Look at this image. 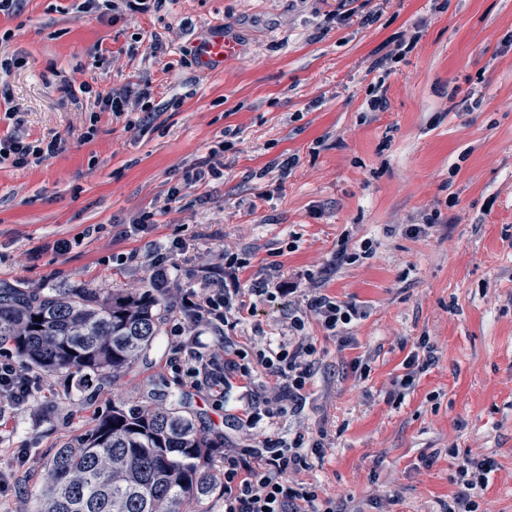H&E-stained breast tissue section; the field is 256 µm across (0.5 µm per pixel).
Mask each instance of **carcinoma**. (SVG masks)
<instances>
[{"label":"carcinoma","instance_id":"1","mask_svg":"<svg viewBox=\"0 0 512 512\" xmlns=\"http://www.w3.org/2000/svg\"><path fill=\"white\" fill-rule=\"evenodd\" d=\"M164 311L157 288L109 294L0 281V348L90 390L98 378L130 369L157 342ZM222 447V439L197 430L179 398L115 401L80 441L53 449L33 512H193L217 488L208 449Z\"/></svg>","mask_w":512,"mask_h":512}]
</instances>
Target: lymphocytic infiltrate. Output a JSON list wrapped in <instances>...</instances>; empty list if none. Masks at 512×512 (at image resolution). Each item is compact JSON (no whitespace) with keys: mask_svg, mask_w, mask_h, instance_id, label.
<instances>
[{"mask_svg":"<svg viewBox=\"0 0 512 512\" xmlns=\"http://www.w3.org/2000/svg\"><path fill=\"white\" fill-rule=\"evenodd\" d=\"M66 141L54 136L29 141L19 137L0 138V165L20 169L33 167L64 152ZM189 244L175 238L148 256L150 283L173 295L177 314L171 321V345L167 363L181 375L182 384L200 393H214L238 377L251 386L258 374L272 381L262 395H248L237 418L240 428L251 431L264 421L284 413L301 412L308 399L312 368L318 350L306 336L309 320H316L326 335L348 341L349 330L364 312L353 302H342L326 294L308 297L305 307L288 315V337L266 339L263 347L235 349L232 358L204 350L203 330L231 331L255 316L266 299L294 302L301 291L300 277L276 282L271 288H243L239 273L248 267L247 258L224 255L217 265L194 260L196 283L181 287L168 268L170 254H187ZM42 386L39 377L13 357L0 356V413L27 404ZM330 442L327 431L317 436L296 433L289 439L268 437L262 449H225L224 463L215 468L224 487V512H339L336 498L318 484L300 480L313 460L323 458ZM498 468L494 457H468L458 464L453 481L459 490L445 503V512H482L479 493Z\"/></svg>","mask_w":512,"mask_h":512,"instance_id":"lymphocytic-infiltrate-1","label":"lymphocytic infiltrate"}]
</instances>
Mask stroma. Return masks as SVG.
<instances>
[{
	"label": "stroma",
	"instance_id": "obj_1",
	"mask_svg": "<svg viewBox=\"0 0 512 512\" xmlns=\"http://www.w3.org/2000/svg\"><path fill=\"white\" fill-rule=\"evenodd\" d=\"M80 2L24 0L0 13V55L17 61L0 71L10 93L0 137L58 135L68 146L35 168L0 166V280L139 291L145 254L176 237L215 260L245 253V288L307 273V293L356 302L366 316L346 347L307 326L318 350L310 399L268 429L329 431L333 448L302 479L335 494L341 512L386 501L391 512H440L458 490L454 447L494 455L483 507L512 512V0H162L104 19ZM218 32L239 50L203 71L197 50ZM401 42L405 57L382 65ZM65 79L103 94L148 91L155 111L146 122L96 112L93 99L61 92ZM378 84L387 107L373 112ZM221 139L232 144L223 177L165 207L169 187ZM146 211L152 228L124 235ZM425 214L435 227L408 232ZM345 236L372 239V257L339 261ZM59 239L73 248L51 251ZM287 315L283 301L262 303L232 338L245 347L255 327L284 333ZM423 337L434 361L391 399ZM168 352L164 335L88 392L44 375L28 408L0 418V468L18 469L0 512H31L51 450L119 400L179 396L203 435L246 446L231 425L238 402L221 410L185 388ZM357 357L366 373L354 371ZM22 454L31 470L18 468Z\"/></svg>",
	"mask_w": 512,
	"mask_h": 512
}]
</instances>
